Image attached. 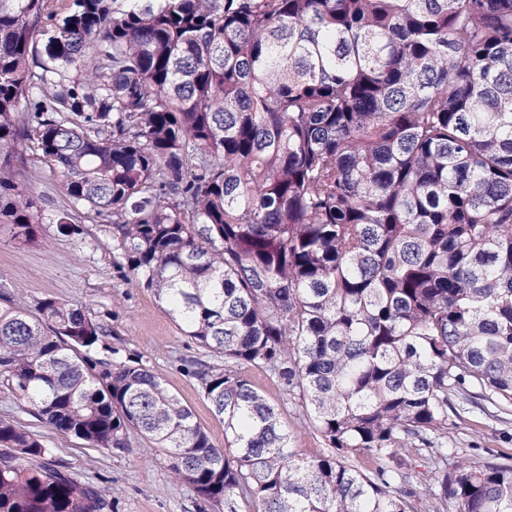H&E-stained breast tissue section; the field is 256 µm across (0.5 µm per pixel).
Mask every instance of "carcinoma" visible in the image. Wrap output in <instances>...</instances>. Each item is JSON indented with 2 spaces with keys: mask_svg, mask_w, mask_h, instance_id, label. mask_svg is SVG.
<instances>
[{
  "mask_svg": "<svg viewBox=\"0 0 512 512\" xmlns=\"http://www.w3.org/2000/svg\"><path fill=\"white\" fill-rule=\"evenodd\" d=\"M110 2L0 0V223L28 246L112 221L205 352L224 447L55 299L0 306V392L93 448L152 442L224 512H512V456L448 447L449 415L512 408V0ZM0 448V512L105 509L16 421ZM15 181L30 186L36 192L46 215L55 214L68 207L58 182L49 170L36 162H28L16 168ZM283 421L290 431V448L297 458H309L320 451L322 442L307 427L294 408L284 409Z\"/></svg>",
  "mask_w": 512,
  "mask_h": 512,
  "instance_id": "1",
  "label": "carcinoma"
}]
</instances>
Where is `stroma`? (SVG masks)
Returning a JSON list of instances; mask_svg holds the SVG:
<instances>
[{
  "instance_id": "obj_1",
  "label": "stroma",
  "mask_w": 512,
  "mask_h": 512,
  "mask_svg": "<svg viewBox=\"0 0 512 512\" xmlns=\"http://www.w3.org/2000/svg\"><path fill=\"white\" fill-rule=\"evenodd\" d=\"M15 180L30 186L45 214L68 206L56 179L36 162L17 166ZM79 234L64 236L55 224L40 225L42 245L18 247L0 228V305L25 297L52 298L73 304L107 330L109 346L121 358L140 360L170 392L190 406L216 447L224 445V424L204 400L197 382L183 369L198 355L152 292L138 285L113 248L111 223L77 218ZM0 418L12 419L51 448L52 468L105 490V512H224L223 506H200L195 494L175 482L160 450L146 440L131 452L93 448L60 435L11 396L0 393ZM448 444L460 455H512V420L500 422L481 413L448 420Z\"/></svg>"
}]
</instances>
